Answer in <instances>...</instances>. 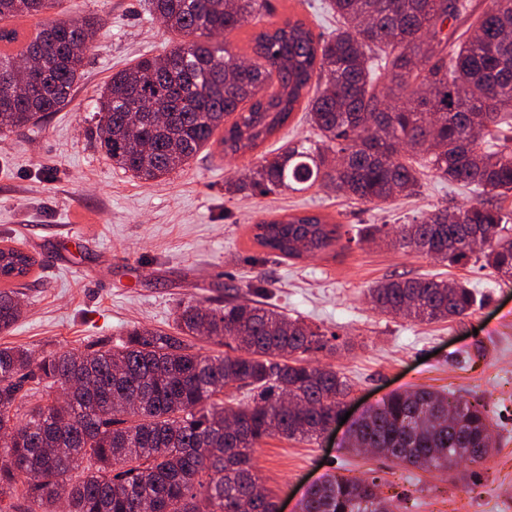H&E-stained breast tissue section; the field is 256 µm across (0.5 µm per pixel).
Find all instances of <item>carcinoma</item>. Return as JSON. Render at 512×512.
<instances>
[{"mask_svg":"<svg viewBox=\"0 0 512 512\" xmlns=\"http://www.w3.org/2000/svg\"><path fill=\"white\" fill-rule=\"evenodd\" d=\"M340 25L324 38L287 15L248 32L247 59L218 41L269 11L268 0H148L181 37L112 74L96 100L97 136L112 163L134 177L175 173L224 128V155L251 151L299 108L314 141L264 155L233 195L304 191L315 185L384 204L420 187L421 175L476 189L467 207L438 208L392 238H369L460 264L472 258L512 279V213L492 202L512 195V0H493L472 33L448 44V20L472 16L471 0H328ZM60 0H0V21L37 17ZM100 23L63 13L19 50L0 28V133L38 123L63 106L81 79ZM260 247L288 260L333 249L338 225L289 214L253 225ZM35 259L0 248V276L20 277ZM380 312L418 322L469 315L464 283L389 279L370 289ZM15 291L0 290V331L19 319ZM202 336L233 354L203 356ZM339 345L299 318L249 299L222 307L181 305L174 332L135 327L118 345L50 352L35 359L0 346V512H276L252 454L264 439L319 438L349 394L332 367L302 356ZM70 394L32 403L23 384ZM234 385L245 404L213 397ZM493 424L479 397L415 387L367 410L348 445L421 471L487 473ZM377 478L329 474L300 512H395Z\"/></svg>","mask_w":512,"mask_h":512,"instance_id":"cac0c4a2","label":"carcinoma"}]
</instances>
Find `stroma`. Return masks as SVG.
I'll return each instance as SVG.
<instances>
[{"label":"stroma","mask_w":512,"mask_h":512,"mask_svg":"<svg viewBox=\"0 0 512 512\" xmlns=\"http://www.w3.org/2000/svg\"><path fill=\"white\" fill-rule=\"evenodd\" d=\"M275 16L298 14L314 34L336 20L325 0H269ZM70 15L101 20L82 79L58 111L37 125L0 134V247L21 248L36 264L26 277L0 278L19 293L21 317L0 344L50 351L120 342L131 327L170 329L179 303L217 307L233 294L303 318L350 349L312 354L351 386L359 415L417 385L481 397L494 424L488 479L452 482L347 446V425L312 441L266 438L253 454L261 482L281 512H298L308 488L329 473L376 472L385 493L407 492L398 512H512V280L475 261L451 265L366 240L368 228L400 225L437 207L476 200L470 188L427 177L419 192L380 206L315 186L300 192L234 196L261 154L309 137L304 111L259 149L225 157L219 145L166 179L124 173L101 151L94 106L101 87L142 55L169 50L176 37L148 14L145 0H62ZM308 211L337 224L334 251L288 261L253 241L254 224ZM465 282L478 304L465 318L420 323L377 311L368 290L397 277Z\"/></svg>","instance_id":"stroma-1"}]
</instances>
